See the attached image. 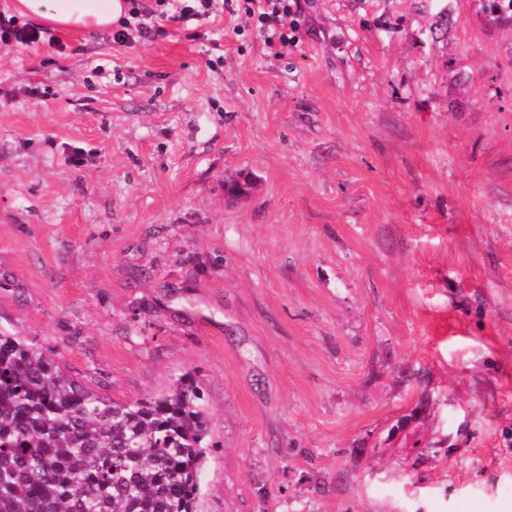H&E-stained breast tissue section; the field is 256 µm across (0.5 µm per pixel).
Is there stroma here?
Here are the masks:
<instances>
[{
	"label": "stroma",
	"instance_id": "35a3bbf8",
	"mask_svg": "<svg viewBox=\"0 0 512 512\" xmlns=\"http://www.w3.org/2000/svg\"><path fill=\"white\" fill-rule=\"evenodd\" d=\"M297 4L0 42V329L116 401L191 375L197 512H512V26ZM140 0H131L132 9L130 13L139 18V22L130 28L127 22L122 29L112 34V39L118 44H131L133 42L144 43L151 41L164 33V29L158 26L153 21V16H156L152 9L147 6L138 4ZM270 2L271 1L269 0H245V14H247L249 17L256 18V20L260 22L262 26H267L268 28L271 26L270 23H273V36L277 37L281 43L287 44L288 34L281 32V30H285L286 27H288V18L290 19L292 14L288 12V5L283 6L282 10L274 8L270 12ZM276 30H278V33L275 32Z\"/></svg>",
	"mask_w": 512,
	"mask_h": 512
}]
</instances>
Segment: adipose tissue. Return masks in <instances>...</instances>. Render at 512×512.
<instances>
[{
	"label": "adipose tissue",
	"mask_w": 512,
	"mask_h": 512,
	"mask_svg": "<svg viewBox=\"0 0 512 512\" xmlns=\"http://www.w3.org/2000/svg\"><path fill=\"white\" fill-rule=\"evenodd\" d=\"M13 10L39 24L85 33L111 29L127 16V0H12Z\"/></svg>",
	"instance_id": "1"
}]
</instances>
